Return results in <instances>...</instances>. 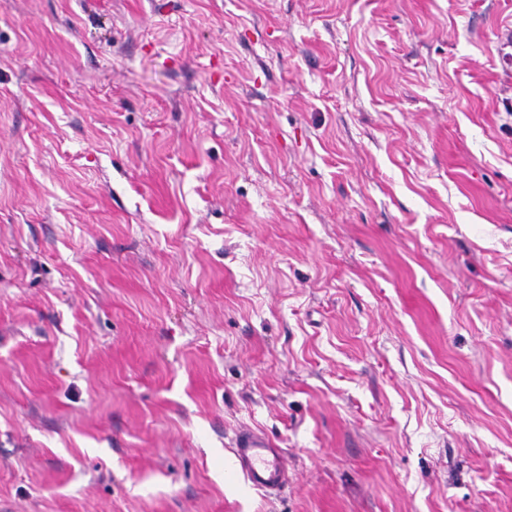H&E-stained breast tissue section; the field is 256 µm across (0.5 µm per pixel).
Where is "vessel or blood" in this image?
<instances>
[{"mask_svg": "<svg viewBox=\"0 0 512 512\" xmlns=\"http://www.w3.org/2000/svg\"><path fill=\"white\" fill-rule=\"evenodd\" d=\"M234 456L240 473L253 489L271 492L287 478L288 462L283 449L264 434L251 430L240 433Z\"/></svg>", "mask_w": 512, "mask_h": 512, "instance_id": "b4317fda", "label": "vessel or blood"}]
</instances>
